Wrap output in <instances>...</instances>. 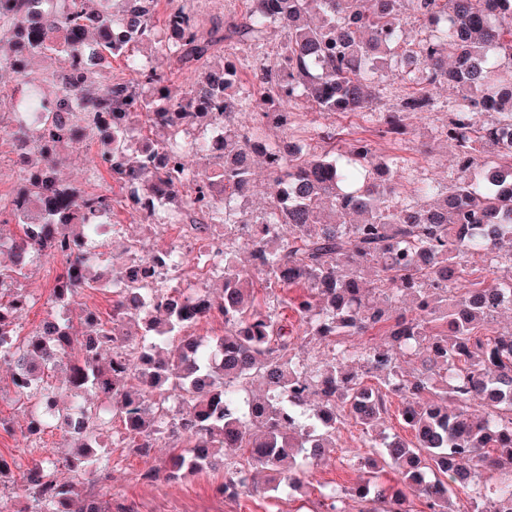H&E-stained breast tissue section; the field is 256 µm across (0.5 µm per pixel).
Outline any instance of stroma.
<instances>
[{"label": "stroma", "mask_w": 512, "mask_h": 512, "mask_svg": "<svg viewBox=\"0 0 512 512\" xmlns=\"http://www.w3.org/2000/svg\"><path fill=\"white\" fill-rule=\"evenodd\" d=\"M456 96L454 89H438L435 93L437 108L413 115L410 122L416 129L415 134L400 139L377 138L376 125L366 116L321 115L303 100L294 104L293 111L299 127L308 130L329 127L340 131L347 139H371L380 154L402 158L415 175L443 178L454 175L455 162L453 153L444 149L437 132L447 122ZM97 153L98 138L92 135L82 143L65 145L59 157L63 178L82 189L112 194L111 221L121 225L122 233L116 237L103 236L98 272L110 271L113 259L123 257L128 239H142L144 249L149 252L185 240L186 233L180 225L158 231L151 238H142L140 226L146 223V216L125 206L122 190L106 171H93L92 160ZM60 271V261L53 259L41 260L31 268L23 282L31 306L20 322L22 333L36 329L47 316L49 299ZM0 418L10 423L9 430L0 429V458L8 463L23 467L47 456L60 460L70 457L74 443L60 431L45 432L32 442L26 439V416L14 396L9 374L3 368L0 369ZM110 432L115 437L109 448L112 478L99 486L98 491L111 498L113 507L122 508L123 512H321L322 493L332 487L347 489L360 482L364 472L362 459L367 452L361 428L348 421L339 429L333 452L313 469L301 490L269 497L265 491L267 474L256 470L249 485L240 488L236 496L228 497L217 492L222 477L216 473H203L178 482L143 480L146 470L167 459L168 442H158L150 456L145 457L122 441L123 429L119 421H112Z\"/></svg>", "instance_id": "35a3bbf8"}]
</instances>
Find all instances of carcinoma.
I'll return each mask as SVG.
<instances>
[{
  "instance_id": "cac0c4a2",
  "label": "carcinoma",
  "mask_w": 512,
  "mask_h": 512,
  "mask_svg": "<svg viewBox=\"0 0 512 512\" xmlns=\"http://www.w3.org/2000/svg\"><path fill=\"white\" fill-rule=\"evenodd\" d=\"M89 0H0V69L20 80L11 96L13 114L39 112L40 132L29 137L20 122L0 133L31 138L40 161L29 164L7 204L5 223L20 234L7 239L10 265L0 266V363L9 370L17 400L55 399L52 415L27 410V433L37 437L64 428L79 413L86 427L73 439L77 456L66 466L80 477L111 478L109 453L88 448L106 428L92 401L60 406L45 380L76 343L83 355L70 367L69 389L101 398L143 456L166 436L172 452L142 478L180 481L224 472L219 491L237 494L250 467L269 472L271 492L281 476L302 485L308 469L329 448L348 418L362 428L372 456L367 478L352 489L333 490L334 512L344 498L374 504L372 512H411L408 495L432 512H458L454 490L471 486L472 512H512V329L493 331L484 298L512 294V0H242L244 9L208 31L182 4L157 17L159 0H118L112 11ZM414 21L417 36L404 39ZM284 33L273 58L253 66L251 91L243 92L237 58L199 69L219 44L240 51L260 46L271 30ZM145 41L186 72L185 89L173 95L168 75L136 54ZM54 55L64 67L51 75L56 92L45 95L29 72L38 57ZM117 59L130 78L114 77L82 62ZM393 75L401 84L394 112L381 116L386 133L407 136V119L434 107V91L452 84L474 96L442 126V141L458 154L449 182L418 177L397 157L377 153L364 137L318 134L304 154L267 168L273 191L257 213L248 211L256 173L278 142L271 128L294 130L288 106L302 97L321 114L372 111L373 90ZM258 94L267 109L239 117ZM222 124L218 142L209 129ZM197 131L187 141V127ZM97 130L106 150L97 166L122 191L125 206L151 224H172L192 207L205 222L192 230L209 235L224 226L222 296L207 289L187 292L151 280L160 261L176 269L188 256L153 251L144 270L112 290V317L93 309L83 315L85 334L69 331L66 314L25 338L19 321L30 306L22 290L37 257L59 258L62 269L53 302L68 307L86 288L100 220L112 215V197L86 191L57 176L58 148ZM222 187L224 198L212 195ZM250 224L263 225L247 239ZM476 224H495L484 239ZM244 248L250 268L239 267ZM490 256L486 270L506 275L492 282L473 277L468 261ZM267 287L297 288L294 298L259 295ZM291 309L303 335L331 346L310 359L296 356L294 336L282 318ZM140 331H124L126 320ZM224 323V334L197 336L202 320ZM378 329L380 345L347 343ZM111 350L101 363L99 350ZM416 359L408 372L404 359ZM359 366L378 380L367 387ZM402 403L412 440L380 431L386 397ZM483 401L482 415L471 411ZM245 448L243 463L230 464L224 449ZM59 461L45 458L21 473L30 504L21 512H112V501L80 482L54 476ZM389 468L397 484L379 483ZM0 459V512L9 506Z\"/></svg>"
}]
</instances>
